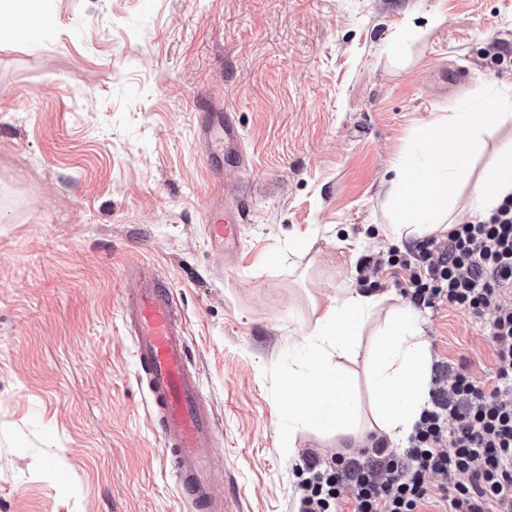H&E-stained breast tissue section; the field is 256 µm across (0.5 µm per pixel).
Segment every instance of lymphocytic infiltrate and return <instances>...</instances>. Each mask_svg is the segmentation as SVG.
Instances as JSON below:
<instances>
[{
    "label": "lymphocytic infiltrate",
    "instance_id": "lymphocytic-infiltrate-1",
    "mask_svg": "<svg viewBox=\"0 0 512 512\" xmlns=\"http://www.w3.org/2000/svg\"><path fill=\"white\" fill-rule=\"evenodd\" d=\"M376 272L405 276L419 310L441 301L488 320L496 369L478 379L433 364L429 401L403 451L376 439L370 452L306 457L297 512H512V195L487 219L365 257Z\"/></svg>",
    "mask_w": 512,
    "mask_h": 512
}]
</instances>
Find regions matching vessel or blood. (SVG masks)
I'll list each match as a JSON object with an SVG mask.
<instances>
[{
	"label": "vessel or blood",
	"instance_id": "b4317fda",
	"mask_svg": "<svg viewBox=\"0 0 512 512\" xmlns=\"http://www.w3.org/2000/svg\"><path fill=\"white\" fill-rule=\"evenodd\" d=\"M212 244L229 246L239 237L236 212L214 206L205 214ZM145 383L149 404L160 416L158 434L175 484L196 512H219L214 494V454L218 435L199 374L189 367L191 349L174 303L171 284L144 265L138 288L122 308Z\"/></svg>",
	"mask_w": 512,
	"mask_h": 512
}]
</instances>
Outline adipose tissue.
Returning a JSON list of instances; mask_svg holds the SVG:
<instances>
[{
  "label": "adipose tissue",
  "mask_w": 512,
  "mask_h": 512,
  "mask_svg": "<svg viewBox=\"0 0 512 512\" xmlns=\"http://www.w3.org/2000/svg\"><path fill=\"white\" fill-rule=\"evenodd\" d=\"M50 21L43 0H0V38L38 39ZM488 119L485 112L442 114L419 128L415 145L423 150V160L394 165L387 182L383 205L388 222L382 232L389 241L447 231L455 221L460 186H468L470 206L479 216L489 215L512 194L511 149L495 153L479 177L471 175L476 140ZM381 303L379 296L347 291L331 298L315 318L305 338L300 369L288 378L290 420L316 424L331 418L340 438L351 435L353 389L329 359L351 350L362 325L374 319ZM376 334L372 416L376 428L399 445L412 432L428 399L430 354L411 308L391 310Z\"/></svg>",
  "instance_id": "1"
}]
</instances>
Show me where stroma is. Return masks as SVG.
<instances>
[{"mask_svg": "<svg viewBox=\"0 0 512 512\" xmlns=\"http://www.w3.org/2000/svg\"><path fill=\"white\" fill-rule=\"evenodd\" d=\"M49 9L41 41H0V512H191L122 318L147 263L174 286L217 418V495L233 512H293L304 457L340 451L284 408L314 311L344 289L404 303L361 263L390 248L377 226L391 163L413 161L434 113L484 112L512 87V0ZM436 11L445 23L409 39ZM209 112L243 138L218 178L199 135ZM219 202L241 214L230 251L206 233ZM420 323L432 361L495 369L487 322L442 302ZM374 330L339 360L365 419Z\"/></svg>", "mask_w": 512, "mask_h": 512, "instance_id": "obj_1", "label": "stroma"}]
</instances>
